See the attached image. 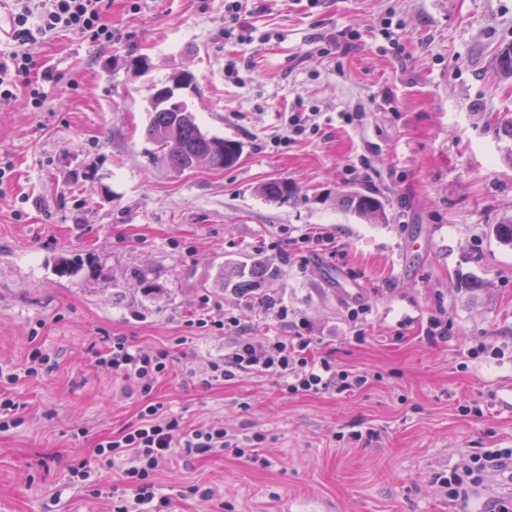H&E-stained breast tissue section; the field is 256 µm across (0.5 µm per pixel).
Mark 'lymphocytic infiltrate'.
Here are the masks:
<instances>
[{"label": "lymphocytic infiltrate", "mask_w": 512, "mask_h": 512, "mask_svg": "<svg viewBox=\"0 0 512 512\" xmlns=\"http://www.w3.org/2000/svg\"><path fill=\"white\" fill-rule=\"evenodd\" d=\"M30 0H0L5 11L4 34L12 43L0 51V105L24 95L34 111L46 102L45 84L59 83L50 68L41 65L33 49L40 40L59 32L77 39L101 44L112 41L116 32L108 20L112 0H40L31 9ZM97 362L112 368L145 396L137 418L115 437L100 439L95 454L105 464L121 462L119 485L100 484L91 479V469L81 463L69 469V485L88 489L90 495L109 502L112 512H167L172 505L155 481L156 473L176 455L206 456L238 447L239 441L224 427L206 425L188 428L180 417L167 413L163 403L150 395L161 378L171 370L168 350H146L126 337H113L111 345L98 353ZM243 373H260L278 379L284 390L296 393L336 391L345 393L365 383V376L337 369L329 360H315L308 338L269 336L258 342L239 337L224 357L210 361L208 381H230ZM512 464V448H490L463 459L440 482L448 489V500L455 508L469 499L477 474Z\"/></svg>", "instance_id": "lymphocytic-infiltrate-1"}]
</instances>
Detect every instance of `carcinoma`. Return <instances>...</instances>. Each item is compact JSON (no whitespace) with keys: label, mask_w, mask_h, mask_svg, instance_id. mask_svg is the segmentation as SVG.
I'll list each match as a JSON object with an SVG mask.
<instances>
[{"label":"carcinoma","mask_w":512,"mask_h":512,"mask_svg":"<svg viewBox=\"0 0 512 512\" xmlns=\"http://www.w3.org/2000/svg\"><path fill=\"white\" fill-rule=\"evenodd\" d=\"M147 136L159 144L160 160L175 170H182L187 162L197 154L210 156L211 169L222 170L234 165L230 159L232 149L238 143L204 133L198 123L180 116V112L169 107H152ZM262 193L270 200L281 201L288 198V183L273 180L262 187ZM342 205L361 216L378 217L384 215L380 199L373 195L353 192L342 198ZM240 281L237 289L244 293L252 288L256 279L274 276V271L264 261H255L250 269L238 270Z\"/></svg>","instance_id":"obj_1"}]
</instances>
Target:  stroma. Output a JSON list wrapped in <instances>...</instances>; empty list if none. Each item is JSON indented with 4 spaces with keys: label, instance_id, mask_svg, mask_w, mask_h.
<instances>
[{
    "label": "stroma",
    "instance_id": "stroma-1",
    "mask_svg": "<svg viewBox=\"0 0 512 512\" xmlns=\"http://www.w3.org/2000/svg\"><path fill=\"white\" fill-rule=\"evenodd\" d=\"M225 0H112L120 36L36 45L63 78L36 112L0 106V367L37 350L52 369L12 384L19 426L0 432V512H108L68 484L142 396L95 362L104 337L169 351L153 401L195 428L220 423L246 451L179 457L155 477L172 512H448L436 483L468 453L512 448V0H248L242 38ZM177 70L203 131L240 160L176 172L145 129ZM302 113L318 134L289 136ZM282 180L287 202L261 186ZM370 192L385 217L338 205ZM324 233V248L302 242ZM303 256H281L287 241ZM81 257L61 277L59 259ZM277 269L248 292L236 267ZM287 305L278 321L267 302ZM367 304L362 327L349 309ZM237 328H191L201 308ZM439 317L446 339L429 341ZM366 375L356 391L289 393L242 374L204 385L241 336H290ZM487 352H478V345ZM217 499L181 498L184 486Z\"/></svg>",
    "mask_w": 512,
    "mask_h": 512
}]
</instances>
